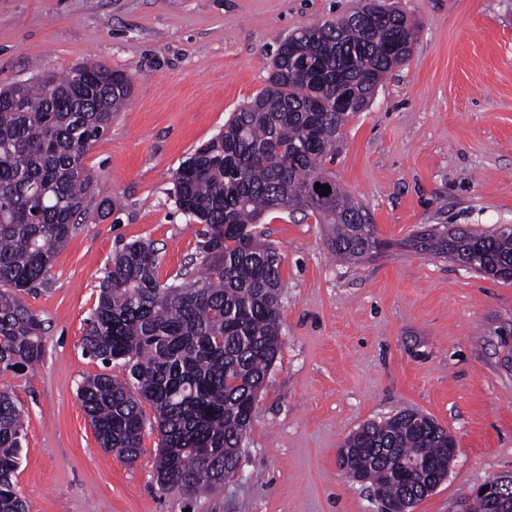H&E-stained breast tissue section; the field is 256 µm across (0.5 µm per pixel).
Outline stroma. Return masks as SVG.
Instances as JSON below:
<instances>
[{
	"instance_id": "1",
	"label": "stroma",
	"mask_w": 512,
	"mask_h": 512,
	"mask_svg": "<svg viewBox=\"0 0 512 512\" xmlns=\"http://www.w3.org/2000/svg\"><path fill=\"white\" fill-rule=\"evenodd\" d=\"M363 0H0V88L86 61L126 73L131 97L84 164L97 188L27 295L44 354L0 377L25 411L17 488L29 512H380L338 465L346 437L403 409L457 441L448 477L413 512H456L512 473V283L406 245L421 225H512V0H398L417 27L409 60L344 127L332 170L390 246L334 259L321 225L273 211L282 349L256 403L236 475L188 498L161 490L153 410L135 463L104 451L77 396L122 365L82 337L113 254L141 241L167 282L200 251L174 174L268 84L282 38Z\"/></svg>"
}]
</instances>
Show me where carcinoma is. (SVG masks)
<instances>
[{"mask_svg": "<svg viewBox=\"0 0 512 512\" xmlns=\"http://www.w3.org/2000/svg\"><path fill=\"white\" fill-rule=\"evenodd\" d=\"M335 21L284 38L268 85L231 113L224 131L187 157L174 175L179 208L202 229L201 273L190 261L173 282L158 280L156 251L135 241L112 259L82 338L91 358L120 362L127 375L84 379L78 399L106 450L132 463L142 452L143 405L160 438L161 489L195 496L234 476L256 398L281 348L280 256L257 230L265 213L301 211L324 225L338 260L358 263L388 246L369 211L328 165L348 119L364 111L376 86L407 62L414 27L386 0H366ZM131 81L100 63L0 89V374H17L44 352L43 321L28 307L74 231L95 189L84 165ZM330 186L313 198L309 185ZM410 246L452 254L479 273L512 282V233L422 229ZM24 411L0 389V512H26L18 493ZM341 468L382 499L417 503L448 471L456 440L414 409L370 422L345 440Z\"/></svg>", "mask_w": 512, "mask_h": 512, "instance_id": "1", "label": "carcinoma"}]
</instances>
